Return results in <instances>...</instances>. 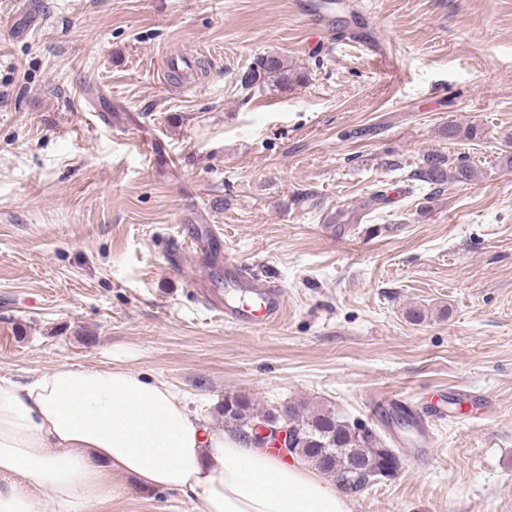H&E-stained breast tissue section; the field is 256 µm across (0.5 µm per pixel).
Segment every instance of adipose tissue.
I'll use <instances>...</instances> for the list:
<instances>
[{"instance_id":"adipose-tissue-1","label":"adipose tissue","mask_w":512,"mask_h":512,"mask_svg":"<svg viewBox=\"0 0 512 512\" xmlns=\"http://www.w3.org/2000/svg\"><path fill=\"white\" fill-rule=\"evenodd\" d=\"M118 475L196 512H351L321 471L210 431L165 382L68 364L0 376V512H101Z\"/></svg>"}]
</instances>
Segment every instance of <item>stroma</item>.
I'll return each instance as SVG.
<instances>
[{
  "mask_svg": "<svg viewBox=\"0 0 512 512\" xmlns=\"http://www.w3.org/2000/svg\"><path fill=\"white\" fill-rule=\"evenodd\" d=\"M346 2L318 37L299 0H0V376L128 370L216 431L228 395L322 406L398 450L352 512H512V0ZM267 56L302 81L241 89ZM432 152L475 178L431 193ZM227 258L277 322L204 309ZM116 482L103 512H193Z\"/></svg>",
  "mask_w": 512,
  "mask_h": 512,
  "instance_id": "35a3bbf8",
  "label": "stroma"
}]
</instances>
